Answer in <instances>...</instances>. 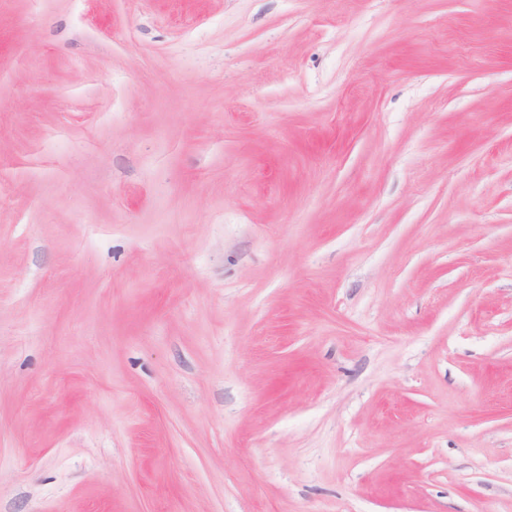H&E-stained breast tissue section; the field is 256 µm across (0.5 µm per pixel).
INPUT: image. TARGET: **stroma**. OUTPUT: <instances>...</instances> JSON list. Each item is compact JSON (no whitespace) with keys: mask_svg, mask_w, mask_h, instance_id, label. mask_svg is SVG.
<instances>
[{"mask_svg":"<svg viewBox=\"0 0 512 512\" xmlns=\"http://www.w3.org/2000/svg\"><path fill=\"white\" fill-rule=\"evenodd\" d=\"M0 512H512V0H0Z\"/></svg>","mask_w":512,"mask_h":512,"instance_id":"obj_1","label":"stroma"}]
</instances>
